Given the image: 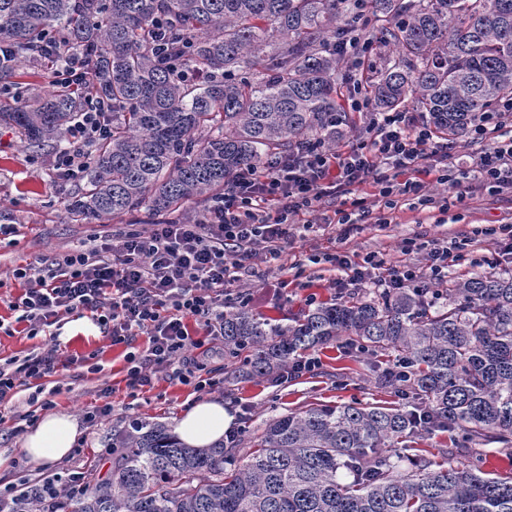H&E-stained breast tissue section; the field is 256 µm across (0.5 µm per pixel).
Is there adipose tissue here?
<instances>
[{
	"mask_svg": "<svg viewBox=\"0 0 512 512\" xmlns=\"http://www.w3.org/2000/svg\"><path fill=\"white\" fill-rule=\"evenodd\" d=\"M232 421L222 402L201 401L176 419L174 431L184 443L204 447L223 438ZM79 435L74 416L50 413L28 430L21 451L31 463L51 467L69 455Z\"/></svg>",
	"mask_w": 512,
	"mask_h": 512,
	"instance_id": "ef3b65f1",
	"label": "adipose tissue"
}]
</instances>
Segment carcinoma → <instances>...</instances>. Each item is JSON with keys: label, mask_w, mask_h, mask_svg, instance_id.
Segmentation results:
<instances>
[{"label": "carcinoma", "mask_w": 512, "mask_h": 512, "mask_svg": "<svg viewBox=\"0 0 512 512\" xmlns=\"http://www.w3.org/2000/svg\"><path fill=\"white\" fill-rule=\"evenodd\" d=\"M372 32L391 51L366 81L375 104L414 100L433 133L458 143L477 116L512 94V0H370ZM358 0H0V123L31 146L61 135L89 98L112 104V136L83 171L67 218L96 224L145 206L177 211L210 198L248 165L312 139L334 143L340 44ZM201 75L181 82L152 51ZM64 33L88 81L27 96L21 63L65 59ZM439 299L392 291L317 304L286 327L242 307L224 314V349L250 355L248 379L279 376L301 353L346 336L362 357L408 358L393 404L313 405L266 421L250 448H191L164 423L133 422L112 439V477L65 492L72 512H512V477L406 454L435 430L452 456L465 443L512 451V270L448 275Z\"/></svg>", "instance_id": "obj_1"}]
</instances>
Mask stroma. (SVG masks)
I'll return each mask as SVG.
<instances>
[{
	"instance_id": "35a3bbf8",
	"label": "stroma",
	"mask_w": 512,
	"mask_h": 512,
	"mask_svg": "<svg viewBox=\"0 0 512 512\" xmlns=\"http://www.w3.org/2000/svg\"><path fill=\"white\" fill-rule=\"evenodd\" d=\"M383 55V49L377 48L362 57L347 53L341 59L340 69L350 81L343 89L346 111L339 127V145L355 143L365 132V116L350 111L349 105L360 96L358 85L362 76L369 67L381 65ZM67 145L68 140L63 137L56 143L32 147L23 141L18 130L0 124V317L6 321L16 318L15 312L8 309V302L23 292L22 286L9 278L11 269L40 256L86 248L91 236L106 230L102 224H76L66 217L65 202L86 189L82 177L61 175L52 166L55 156ZM424 193L431 198V205L415 208L403 196L393 210L385 208L382 197H368L367 204L374 215L387 218L388 224L383 228L364 225L347 241L348 251L361 255L380 251L399 261L403 258L404 239L417 233L455 240L477 227L512 224L510 192L483 190L467 206L448 209L443 206L448 195L446 186L432 181ZM342 202L340 194L330 193L317 211L309 214L315 231L295 238L289 248V259L297 263V270L282 273L285 287L260 291L250 306L253 314L285 326L306 311L307 294H316L321 301L335 297V273L330 264L322 262L321 255L335 250L336 231L322 229L321 223L324 216L340 209ZM52 345L58 349L54 378L61 385L52 409L73 414L83 422L82 434L69 456L62 460V467L80 471L93 468L100 478H108L114 462L110 451L114 433L134 419L173 425L199 400L192 386L162 374L153 376L151 385L143 387L137 396H130L126 386V346L112 344L88 316L70 315L55 338L41 334L30 339L22 334L8 336L0 332V359L21 357L33 347ZM92 353L96 354L98 364L94 371L85 361ZM315 355L320 361L315 372L277 383L266 379L228 380L227 375L236 363L234 357L220 348L194 352L195 358L220 381L211 392V399L223 401L235 417V430L245 441L259 436L268 418L310 404L394 401L392 390L378 382L379 369L351 353L345 339L316 349ZM94 406L103 408V415L97 423L85 422L86 411ZM28 427L25 420L0 424V451L13 452L7 470L0 472V487L48 474L47 469L29 464L19 452ZM457 459L477 465L487 473L512 476V456L501 451L496 443L468 446Z\"/></svg>"
}]
</instances>
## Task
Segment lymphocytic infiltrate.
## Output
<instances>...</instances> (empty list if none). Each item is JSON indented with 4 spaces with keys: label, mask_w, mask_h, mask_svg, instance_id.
Here are the masks:
<instances>
[{
    "label": "lymphocytic infiltrate",
    "mask_w": 512,
    "mask_h": 512,
    "mask_svg": "<svg viewBox=\"0 0 512 512\" xmlns=\"http://www.w3.org/2000/svg\"><path fill=\"white\" fill-rule=\"evenodd\" d=\"M365 113L367 137L350 151L328 150L311 143L297 156L252 166L236 174L211 200L199 219L158 224L143 232L127 227L112 229L98 243L71 253L41 256L12 270L24 285L11 310L26 322L27 337L60 325L65 316L87 311L113 344L131 346L126 356V381L130 390L151 384L154 374L193 384L200 394L212 392V379L192 350L224 339V304L234 300L248 305L252 296L241 291L243 276L269 287L268 270L284 271V255L298 231H310L304 214L316 211L328 189L350 194V211H338L343 227L340 241H347L356 220L371 212L364 193L372 188L396 208L393 194L420 195L426 177L455 188L451 200L464 203L462 180L492 191L512 190V135L502 125L512 118V99L482 113L468 129L469 140L482 143L468 169L437 167L436 158L452 159L455 143L435 142L430 130L414 127L404 112L374 111L370 99L353 101ZM104 102H91L68 130L70 146L58 153L55 169L79 175L85 146L106 139L110 124ZM498 249L497 255L473 256L468 240L424 239L415 235L404 241V253L420 254L417 263L390 261L380 253L359 255L346 250L326 254L325 261L341 272L333 286L342 291L364 288L429 291L448 277L450 268L469 265L486 273L500 270L499 253L512 255V224L490 225L480 230ZM193 317L202 322L205 335L191 336L185 324ZM148 344L134 351L137 336ZM56 348H34L21 358L0 363V407L12 403L19 388L30 389L29 403L51 407L45 399L44 380L56 371ZM82 475L53 474L24 487L0 490V512H56L61 491L79 493Z\"/></svg>",
    "instance_id": "1"
}]
</instances>
